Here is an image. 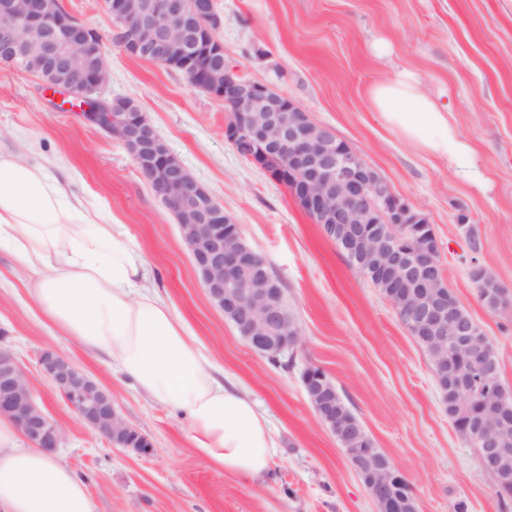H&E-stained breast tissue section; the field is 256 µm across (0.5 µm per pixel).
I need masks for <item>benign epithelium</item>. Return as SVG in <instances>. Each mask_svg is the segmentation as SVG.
I'll return each mask as SVG.
<instances>
[{"label":"benign epithelium","mask_w":512,"mask_h":512,"mask_svg":"<svg viewBox=\"0 0 512 512\" xmlns=\"http://www.w3.org/2000/svg\"><path fill=\"white\" fill-rule=\"evenodd\" d=\"M113 31L126 54L181 71L192 86L224 101L229 117L224 137L236 151L282 183L325 234L337 239L357 262L361 274L387 279L397 289L393 306L429 350L448 354L456 396L475 410L459 436L478 449L481 470L496 489L512 491L506 460L512 448L501 435L512 426L503 409L499 358L493 346L475 336L460 301H453L445 281L435 233L409 249L401 244L412 224L426 219L399 197L367 162L327 128L313 122L294 100L269 85L246 78L225 64L217 31L214 0H106ZM0 64L44 77L49 88L69 92L83 115L110 134H118L152 189L179 222L181 236L203 288L221 310L240 317L258 343L275 332L296 345L300 329L271 297L263 281L241 288L256 268L246 254L234 221L219 218V204L170 152L132 100L119 104L90 92L106 85L104 43L61 0H0ZM39 368L77 417L91 430L114 441L133 431L117 413L112 391L102 387L66 357L45 351ZM308 399L321 424L337 423L349 438L366 430L351 420L334 421L321 393ZM0 410L19 423L35 448L55 454L61 431L36 403L24 371L12 352L0 347ZM365 488L379 512L397 507L391 489L403 480L391 458L373 457Z\"/></svg>","instance_id":"7a95c632"}]
</instances>
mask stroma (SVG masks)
I'll return each instance as SVG.
<instances>
[{
  "instance_id": "obj_1",
  "label": "stroma",
  "mask_w": 512,
  "mask_h": 512,
  "mask_svg": "<svg viewBox=\"0 0 512 512\" xmlns=\"http://www.w3.org/2000/svg\"><path fill=\"white\" fill-rule=\"evenodd\" d=\"M105 38L107 98H130L188 172L239 224L286 296L300 340L277 359L254 350L208 297L179 223L117 138L40 76L0 65V145L66 179L112 215L150 263L147 287L185 319L220 381L265 410L277 447L247 479L203 459L183 415L139 391L111 358L53 325L27 273L0 248V346L22 365L37 404L62 433L59 462L99 512H377L335 435L317 419L302 374L320 367L405 476L418 512H512L448 417L431 362L380 289L349 263L286 187L224 137V103L179 71L127 56L103 0H62ZM224 61L296 101L361 155L431 224L448 287L496 346L512 389V307L490 311L472 278L489 267L512 292V0H216ZM389 50L378 54L379 42ZM412 73L448 110L467 150L438 158L410 144L369 102L381 80ZM483 241L471 260L463 225ZM52 350L111 389L150 454L111 444L42 376Z\"/></svg>"
}]
</instances>
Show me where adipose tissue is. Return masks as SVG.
<instances>
[{"mask_svg": "<svg viewBox=\"0 0 512 512\" xmlns=\"http://www.w3.org/2000/svg\"><path fill=\"white\" fill-rule=\"evenodd\" d=\"M370 102L418 148L441 157L463 152L457 130L413 77L375 83ZM2 241L30 273L33 297L52 322L115 359L142 393L183 412L202 457L245 478L268 472L275 439L264 413L214 376L180 316L145 290L144 252L41 163L0 148ZM0 512H96V505L73 470L15 446L0 419Z\"/></svg>", "mask_w": 512, "mask_h": 512, "instance_id": "1", "label": "adipose tissue"}]
</instances>
